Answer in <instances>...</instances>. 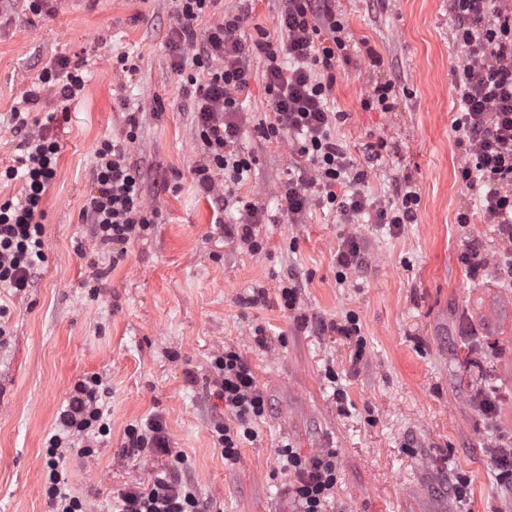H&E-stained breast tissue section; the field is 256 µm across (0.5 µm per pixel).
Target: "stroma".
Instances as JSON below:
<instances>
[{
  "instance_id": "stroma-1",
  "label": "stroma",
  "mask_w": 512,
  "mask_h": 512,
  "mask_svg": "<svg viewBox=\"0 0 512 512\" xmlns=\"http://www.w3.org/2000/svg\"><path fill=\"white\" fill-rule=\"evenodd\" d=\"M335 5L350 57L335 71L331 109L343 115L336 138L360 166L368 145L384 141L381 160L366 167L364 191L388 201L410 184L420 197L416 218L394 235L378 224L341 223L336 211L316 205L305 223L257 225L258 251L225 239L222 226L239 218L237 207H218L196 184L202 143L167 48L175 0H52L51 13L39 17L26 0L0 8V169L19 153L10 114L43 68L65 57L87 77L77 101L45 92L30 108L60 151L42 204L47 259L26 292L0 288L8 312L0 512H47L43 450L62 403L91 375L110 389L112 431L95 458L72 454L65 464L69 491L91 512H110L114 491L147 485L170 467L166 457L119 455L127 425L153 414L214 512H293L278 455L284 443L307 457L335 452L331 512H512L491 455L499 435H512V287L499 271L493 226L457 221L474 193L456 178L452 81L464 58L448 0ZM124 52L138 67L134 75L117 62ZM374 54L383 60L377 69ZM251 69L239 144L257 163L234 191L274 215L297 155L292 139L257 137L253 125L269 106L262 62L252 60ZM387 80L396 86L395 109H362L370 84ZM130 112L139 129L128 150L159 217L116 263L92 241L81 210L94 149L124 137ZM350 235L363 240L366 263L341 281L336 252ZM470 240L490 260L480 279L459 261ZM291 276L299 294L289 312L278 293ZM350 313L365 340L360 350L318 329ZM258 326L262 346L253 336ZM227 347L248 361L270 402L230 468L212 433L224 403L202 386L212 357ZM483 381L500 394L490 420L474 403ZM454 474L467 481L461 503L447 490Z\"/></svg>"
}]
</instances>
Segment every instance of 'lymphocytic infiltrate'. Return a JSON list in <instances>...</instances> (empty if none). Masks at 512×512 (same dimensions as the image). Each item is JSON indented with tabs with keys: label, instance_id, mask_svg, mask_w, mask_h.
<instances>
[{
	"label": "lymphocytic infiltrate",
	"instance_id": "f902f5d3",
	"mask_svg": "<svg viewBox=\"0 0 512 512\" xmlns=\"http://www.w3.org/2000/svg\"><path fill=\"white\" fill-rule=\"evenodd\" d=\"M215 0H177L176 20L168 34L172 68L184 74L182 93L192 102L199 138L205 148L194 169L200 190L209 198L232 200L233 188L250 174L256 157L238 145L243 100L249 94L251 62L264 67L272 120L254 128L267 141L290 136L300 157L288 169L280 195L281 213L289 223H303L311 205L336 211L342 223L366 217L397 232L415 218L419 195L412 186L396 190L392 201H370L362 189L366 173L359 169L332 132L328 99L335 85L334 70L347 60L345 26L335 0H282V39L267 34H241L245 13L225 14L205 32L197 27ZM456 44L465 62L454 72L453 93L458 111L453 128L463 161L459 181L473 190L485 223L500 239L512 243V0H448ZM85 87L80 67L61 59L43 68L37 89L27 91L34 103L40 91L59 99L77 100ZM13 128L22 134L21 153L5 177L21 179L17 201L0 203V286L18 292L32 287L46 260L44 195L56 177L60 147L48 126H33L29 113L14 111ZM125 141L104 140L95 149L93 190L82 208L91 238L112 249L149 230L157 217L143 197L140 167L131 162L128 142L137 137L138 119L128 114ZM224 174V193H217L214 172ZM208 381L223 399L230 421L218 420L213 432L225 465H234L243 440L252 438L253 424L264 418L269 401L248 362L231 347L214 355ZM109 391L101 378L79 380L58 413L59 430L47 441L44 453L49 512H87L88 504L67 488L64 461L70 451L95 457L100 437L110 432L105 408ZM173 458L175 465L155 475L146 486L121 489L112 498V512H210L192 481L183 474V457L174 452L163 422L152 415L128 425L121 454ZM279 454L286 461L289 482L285 492L295 512H328L337 483L336 454L327 451L302 456L290 445Z\"/></svg>",
	"mask_w": 512,
	"mask_h": 512
}]
</instances>
